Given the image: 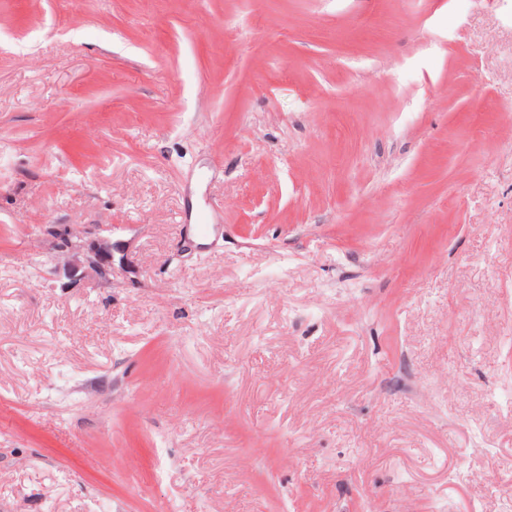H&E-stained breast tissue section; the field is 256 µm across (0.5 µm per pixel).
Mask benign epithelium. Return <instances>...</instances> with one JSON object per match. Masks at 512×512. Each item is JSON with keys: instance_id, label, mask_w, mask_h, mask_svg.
<instances>
[{"instance_id": "obj_1", "label": "benign epithelium", "mask_w": 512, "mask_h": 512, "mask_svg": "<svg viewBox=\"0 0 512 512\" xmlns=\"http://www.w3.org/2000/svg\"><path fill=\"white\" fill-rule=\"evenodd\" d=\"M100 224H45L43 235L51 241L58 256L66 260L71 275L106 280L112 275V240L103 235Z\"/></svg>"}]
</instances>
